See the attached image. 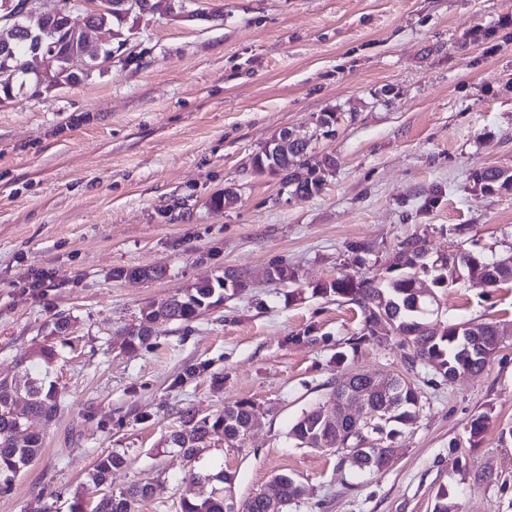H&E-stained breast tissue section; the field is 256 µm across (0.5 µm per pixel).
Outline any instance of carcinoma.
Masks as SVG:
<instances>
[{
  "instance_id": "obj_1",
  "label": "carcinoma",
  "mask_w": 512,
  "mask_h": 512,
  "mask_svg": "<svg viewBox=\"0 0 512 512\" xmlns=\"http://www.w3.org/2000/svg\"><path fill=\"white\" fill-rule=\"evenodd\" d=\"M112 0H74L75 10L84 16H93L94 25L121 34L120 41L125 43L126 22L112 14V10H100V7ZM61 22L41 14H25L10 18L0 11V34L10 33L12 53L0 57V67L7 65L15 74V82L23 86L29 80L27 68L28 44L30 38L41 37L48 45H59L67 52L84 48V39L74 40V36L60 33ZM281 171L287 173L288 185L301 195H313L321 190L325 171L322 163L307 155V143L288 146V155L284 156ZM476 181L483 187L491 189H512V174L499 168H488L476 174ZM425 252V242L419 237L406 239L400 243L396 253L398 274L387 280L377 281L373 278H358L350 274H341L328 283L320 284L314 291L323 296H336L357 304L364 315L361 335L355 340L353 349L364 345L382 347L392 336L403 338L406 349L404 361L407 370L413 372L419 366H427L445 379L467 368L466 359L461 357L460 344L463 335L459 328L466 327V332L473 336H493L497 324L476 321L474 319L453 322L440 329L439 334L426 336L420 332V325L428 322L425 317L432 302L416 300L414 281L420 268L415 266L417 257ZM500 268L489 274L488 285L492 288L503 283L512 282V256L498 260ZM488 262L472 251H464L458 268L444 263L437 266L435 280L438 284L452 286L457 283L456 271H474L484 267ZM250 284L240 275L225 283V278L197 284L178 295L179 301L170 304L168 317L178 323H190L206 311L223 303L232 294L249 288ZM392 386H379L373 383V376L368 373L352 375V387L362 389L367 395L372 408H381L390 400V395L397 394L401 401L399 408L390 415V422L363 421L349 432L345 461L360 470L372 471L376 460L383 452L382 448H364L362 433L368 430L377 433L394 424L410 425L417 419L419 411V394L414 383L401 376L390 377ZM19 384L14 380H0V492L10 491L13 480L32 462L42 448L39 433L30 430L28 418L38 415L50 420L58 415L61 403L54 387H45L38 379L27 382L25 404H20ZM345 394L343 389H335L332 397L325 403L307 411L293 424L288 432L289 438L297 445L314 448L318 437L336 434V428L330 426L323 415L329 408H340V401ZM250 403L236 401L224 405V410L212 417L199 418L186 411L181 415L179 429L171 432L168 439L171 447L178 449L187 459L196 458L200 448L206 443L210 433L223 429L224 438L237 440L246 433L250 419ZM123 464V457L115 452L100 456L89 474L91 483L96 487L107 484L112 469ZM196 484L201 490L193 497L180 500V512H266V503L274 501L280 504V512H287L288 504L302 494L300 485L289 475H276L257 494L242 503L231 501L233 476L220 470L216 473H204L196 476ZM150 486L134 485L119 496L103 495L92 509H87L86 502L80 497L74 498L69 505V512H134V505L148 497Z\"/></svg>"
}]
</instances>
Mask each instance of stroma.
<instances>
[{
  "label": "stroma",
  "instance_id": "35a3bbf8",
  "mask_svg": "<svg viewBox=\"0 0 512 512\" xmlns=\"http://www.w3.org/2000/svg\"><path fill=\"white\" fill-rule=\"evenodd\" d=\"M285 129L332 162L315 195L253 167ZM490 167L512 171V0H189L186 14L134 22L107 70L15 91L0 103V378L45 379L61 411L30 418L44 447L0 512L94 500L87 474L111 451L125 463L110 493L151 487L136 512H175L211 469L234 474L239 502L290 475L303 493L288 512H433L443 488L460 512H512V283L434 289L440 322L506 331L459 381L408 372L397 337L352 350L360 310L313 291L342 273L388 275L411 237L429 263L512 255V190L475 180ZM228 186L237 201L213 206ZM276 264L295 281H266ZM149 265L163 278L121 275ZM228 268L251 288L194 322L157 321L125 349L141 310ZM61 312L81 348L57 345L46 364L45 326ZM355 372L406 375L420 393L414 424L366 435L397 451L371 474L288 437ZM236 401L259 419L247 437L212 432L191 464L168 446L179 410ZM482 412L474 448L467 427ZM480 470L494 483L476 482Z\"/></svg>",
  "mask_w": 512,
  "mask_h": 512
}]
</instances>
